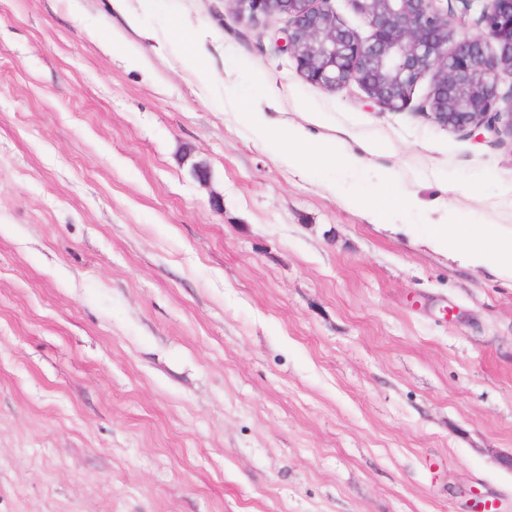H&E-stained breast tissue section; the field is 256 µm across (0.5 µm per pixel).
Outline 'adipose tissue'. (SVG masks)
Wrapping results in <instances>:
<instances>
[{
  "mask_svg": "<svg viewBox=\"0 0 512 512\" xmlns=\"http://www.w3.org/2000/svg\"><path fill=\"white\" fill-rule=\"evenodd\" d=\"M277 96L271 86H263L250 102L244 119L251 125L257 140L266 148L287 152L295 172L306 175L311 169L331 163L339 169H357L363 164L360 154L333 141L317 142L309 151H298L306 139L303 128L293 127L281 136L273 135L272 122L260 109L261 103ZM426 245L465 268H490L512 277V227L504 224H463L456 211L441 204L435 216L427 217Z\"/></svg>",
  "mask_w": 512,
  "mask_h": 512,
  "instance_id": "1",
  "label": "adipose tissue"
}]
</instances>
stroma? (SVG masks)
Returning <instances> with one entry per match:
<instances>
[{
	"instance_id": "35a3bbf8",
	"label": "stroma",
	"mask_w": 512,
	"mask_h": 512,
	"mask_svg": "<svg viewBox=\"0 0 512 512\" xmlns=\"http://www.w3.org/2000/svg\"><path fill=\"white\" fill-rule=\"evenodd\" d=\"M286 26L0 0V512H512V278L420 220L512 225V146L417 113L426 76L397 112L307 82ZM260 82L365 171L266 150ZM383 171L407 232L348 203Z\"/></svg>"
}]
</instances>
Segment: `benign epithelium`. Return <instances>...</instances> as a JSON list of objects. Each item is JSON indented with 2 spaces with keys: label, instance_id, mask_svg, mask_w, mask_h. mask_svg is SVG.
<instances>
[{
  "label": "benign epithelium",
  "instance_id": "7a95c632",
  "mask_svg": "<svg viewBox=\"0 0 512 512\" xmlns=\"http://www.w3.org/2000/svg\"><path fill=\"white\" fill-rule=\"evenodd\" d=\"M230 2L242 17L288 15L282 48L312 84L337 92L355 83L375 105L397 112L428 75L418 112L450 131L512 141V0H483L475 36L465 34L472 0H460L459 10L443 0H352L371 28L366 38L346 26L332 0Z\"/></svg>",
  "mask_w": 512,
  "mask_h": 512
}]
</instances>
